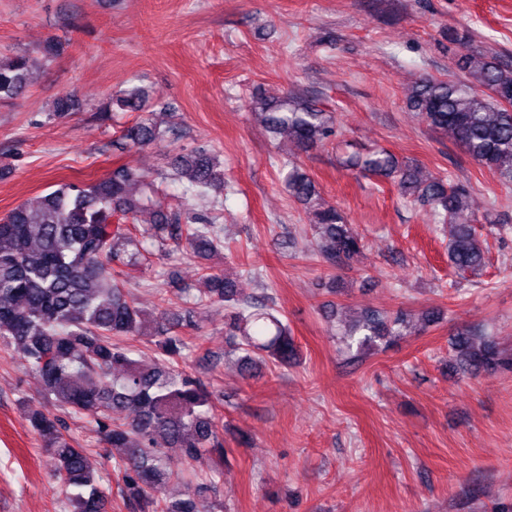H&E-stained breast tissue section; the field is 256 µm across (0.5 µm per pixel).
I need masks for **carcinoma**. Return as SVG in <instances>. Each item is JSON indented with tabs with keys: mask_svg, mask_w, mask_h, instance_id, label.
<instances>
[{
	"mask_svg": "<svg viewBox=\"0 0 512 512\" xmlns=\"http://www.w3.org/2000/svg\"><path fill=\"white\" fill-rule=\"evenodd\" d=\"M33 65L26 53L0 62V100L22 94ZM456 65L465 78L423 77L409 89L408 104L478 166L511 184L512 67L493 54L470 50ZM140 103V90L132 88L112 96L101 111H132ZM253 109L268 132L286 133L305 150L336 134L335 113L288 97L257 100ZM165 133L147 119L130 127L125 138L145 145ZM344 165L393 182L402 197L430 207L435 220L451 225L449 260L457 270L484 266L488 246L471 225L468 186L441 175L424 178L418 165L402 164L383 149L352 155ZM171 166L177 173L188 171L199 192L224 190L221 162L212 153L181 154ZM286 183L290 194L312 209L315 251L332 269L349 264L361 253L362 237L336 207L318 205L316 183L301 166L289 165ZM126 221L150 225L153 243L184 241L199 257L224 246L214 218L197 214L191 223H182L181 213L168 210L153 181L138 171L121 167L91 185H63L0 219V341L41 382L42 401L26 404L25 419L55 460L69 512H105L108 494L86 451L67 439L63 421L54 413L58 407L89 419L107 444L128 449L122 493L140 512H204L199 502L216 491L219 469L200 479L186 498L155 496L165 481L180 475L166 448L156 447V439L179 449L184 461L204 452L222 456L223 421L214 413L209 386L179 368L185 348L180 321H169L151 335L165 359L147 366L133 357L127 339L142 334L147 317L115 273L137 265L147 247ZM206 280L204 296L190 288L182 292L192 305L206 300L224 304V335L233 350L244 352V368L259 359L284 365L294 359L288 324L243 296L236 279L209 273ZM411 327V315L402 311L382 316L367 310L344 336L365 348L387 336H402ZM455 347L464 370L472 374L512 366L495 345L478 346L467 333L456 337ZM126 409L132 414L118 418Z\"/></svg>",
	"mask_w": 512,
	"mask_h": 512,
	"instance_id": "cac0c4a2",
	"label": "carcinoma"
}]
</instances>
